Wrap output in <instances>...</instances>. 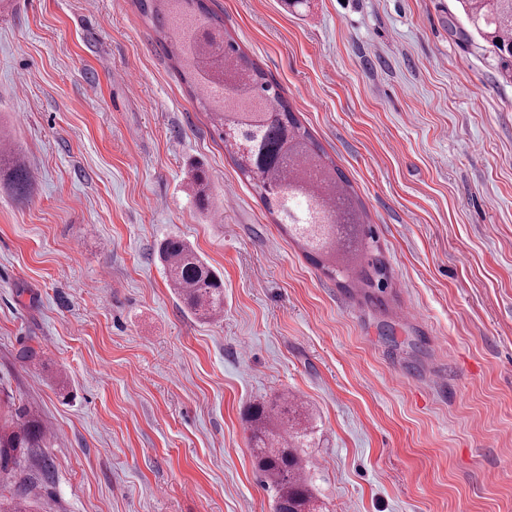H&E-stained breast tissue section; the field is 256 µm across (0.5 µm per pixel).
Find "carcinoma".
I'll return each mask as SVG.
<instances>
[{"mask_svg":"<svg viewBox=\"0 0 512 512\" xmlns=\"http://www.w3.org/2000/svg\"><path fill=\"white\" fill-rule=\"evenodd\" d=\"M142 16L177 39L171 53L190 78L199 106L220 130L224 149L252 184L275 223L288 228L307 257L331 276L373 287L383 280L380 259L371 255L373 236L363 229L360 209L345 175L311 140L278 84L224 36V20L206 0H134ZM472 30L505 60L512 58V0H458ZM15 195L29 192L32 175L7 158ZM198 205L207 204L205 172L193 173ZM167 278L183 304L210 320L224 311V286L208 263L178 238L166 240ZM256 471L275 490L274 512H316L307 474L306 416L295 400L281 396L248 410ZM46 428L26 410L0 424V475L14 472L24 449L41 448ZM31 496L0 498V512H31Z\"/></svg>","mask_w":512,"mask_h":512,"instance_id":"cac0c4a2","label":"carcinoma"}]
</instances>
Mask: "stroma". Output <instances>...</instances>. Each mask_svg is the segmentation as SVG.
Segmentation results:
<instances>
[{
  "label": "stroma",
  "instance_id": "obj_1",
  "mask_svg": "<svg viewBox=\"0 0 512 512\" xmlns=\"http://www.w3.org/2000/svg\"><path fill=\"white\" fill-rule=\"evenodd\" d=\"M348 178L386 266H315L133 0H0V400L44 512H272L246 410L312 422L319 512H512V77L456 0H208ZM209 177L194 202L190 172ZM224 284L205 321L159 248ZM414 317H404V310ZM4 163L9 166L12 172V184L15 195L17 197H24L29 192L32 175L23 163L18 160L9 158L4 160ZM0 475H10L20 466L24 448H43L46 428L26 410L0 418Z\"/></svg>",
  "mask_w": 512,
  "mask_h": 512
}]
</instances>
